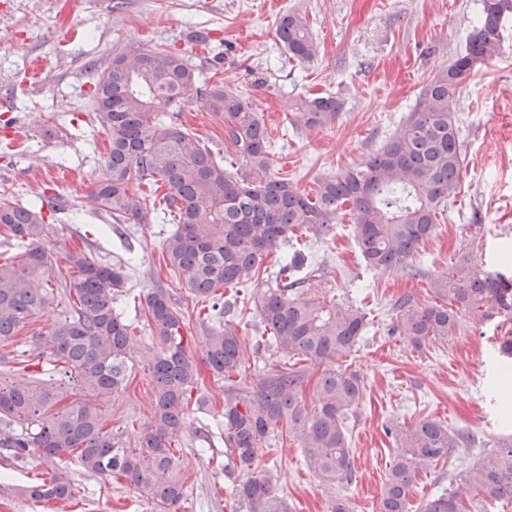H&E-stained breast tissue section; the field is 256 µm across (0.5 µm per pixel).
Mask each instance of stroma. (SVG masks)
Segmentation results:
<instances>
[{
  "mask_svg": "<svg viewBox=\"0 0 512 512\" xmlns=\"http://www.w3.org/2000/svg\"><path fill=\"white\" fill-rule=\"evenodd\" d=\"M112 4L0 0V193L26 204L47 188L65 201L66 210L47 215L41 240L54 264L64 265L65 253L83 251L127 267L129 284L115 309L131 325L133 370L126 391L102 403L101 411L131 448L144 432L152 394L144 353L154 339L138 315L139 296L157 285L169 293L189 325L204 397L190 407L180 440L191 463L178 512H234L233 488L248 474L234 465L217 430L224 385L204 365L210 323L162 259L173 227L151 210L142 221L112 229L89 197L104 175L107 149L91 99L98 71L120 53L160 45L180 51L198 72L197 90L167 120L231 162L236 148L224 136V120L208 112L200 91L215 84L236 90L262 116L272 173L311 195L319 181L385 145L425 85L464 51L482 0H125L119 11ZM290 10L301 13L313 33L317 54L310 61L289 58L276 34L277 19ZM198 27L211 29L210 43L190 40ZM324 95L343 104L335 124L294 125L299 101ZM452 100L465 157L461 189L421 244L413 260L418 275L368 267L346 212L323 238L298 233L289 242L312 260L309 296L367 315L365 333L344 361L365 384L348 419L352 481L338 488L323 484L288 435L258 461L260 469L276 470L289 512H330L338 495L353 512H376L397 452L389 434L396 425L428 417L479 438L420 473L409 512H420L467 465L493 455L498 441H512V409L504 407L512 383L500 374L506 359L499 350L512 337V316L463 317L455 336L419 349L391 332L393 302L408 294L416 306L431 304L433 280L459 261L512 279V19L504 24L500 54L472 70ZM266 287L261 277L237 290L236 320L249 345L263 332L254 301ZM69 309L67 299L56 298L0 344V373L10 374L15 361L32 354L34 336L48 334ZM52 469L40 453L14 462L0 448V512H154L152 501L126 481L85 473L74 461L67 464L79 490L73 501L50 507L19 495L20 486Z\"/></svg>",
  "mask_w": 512,
  "mask_h": 512,
  "instance_id": "obj_1",
  "label": "stroma"
}]
</instances>
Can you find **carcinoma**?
<instances>
[{
  "mask_svg": "<svg viewBox=\"0 0 512 512\" xmlns=\"http://www.w3.org/2000/svg\"><path fill=\"white\" fill-rule=\"evenodd\" d=\"M512 0H483L482 15L459 54L419 94L405 123L359 166L319 182L310 196L275 176L259 113L240 94L214 85L207 109L224 119V134L236 147L238 167L229 169L199 137L167 122L168 112L188 99L195 68L178 52L118 54L96 79L93 103L109 148L105 170L92 192L99 211L115 224L140 220L148 206L162 205L175 229L165 239L166 264L185 290L209 308L218 325L207 336L206 363L224 380V436L242 470L251 469L283 427L300 441L307 464L329 485L353 476L346 422L364 394L357 372L326 369L316 384V404L302 405L311 366L346 357L362 336L365 314L305 296L307 259L301 250L266 259L305 228L319 236L351 207L356 240L376 271L410 268L420 244L436 232L438 216L456 195L464 163L452 108L454 87L477 65L499 54L503 22ZM277 35L289 57L305 62L317 53L306 20L288 13ZM342 103L333 96L305 99L296 122L316 129L331 125ZM0 228L18 251H0V343L39 315L54 298L53 261L40 245L42 211L0 198ZM72 310L46 336L37 355L0 375V447L23 460L39 450L51 461L70 456L90 474L117 475L156 503L160 512L183 500L189 463L178 455L186 412L200 380L189 355L187 323L168 292L149 288L140 297L155 347L145 356L153 381L151 416L138 448L126 447L107 429L100 402L126 386L129 324L114 312V297L127 285L126 267L97 262L83 252L67 255ZM272 279L258 302L268 339L286 360L274 361L256 383L241 377L245 346L236 325L221 322L229 303L222 289L260 274ZM434 302L418 308L404 297L393 311L392 332L416 348L457 334L460 314L490 319L512 315V283L465 260L432 282ZM63 364L77 377L66 395L41 379V359ZM398 452L377 512H408L419 473L453 449L475 442L469 432L450 433L431 419L395 430ZM76 486L66 472L19 488L35 501L64 503ZM241 512H288L273 476L261 473L236 487ZM512 501V444L464 469L460 482L429 500L422 512H471L486 502Z\"/></svg>",
  "mask_w": 512,
  "mask_h": 512,
  "instance_id": "carcinoma-1",
  "label": "carcinoma"
}]
</instances>
